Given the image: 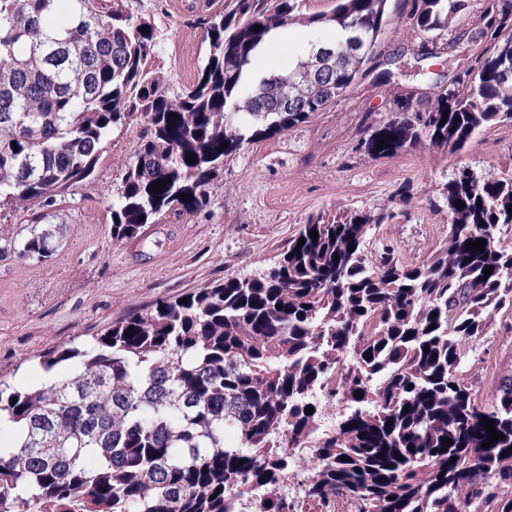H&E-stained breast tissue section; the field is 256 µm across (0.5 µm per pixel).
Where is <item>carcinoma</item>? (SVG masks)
<instances>
[{"mask_svg": "<svg viewBox=\"0 0 512 512\" xmlns=\"http://www.w3.org/2000/svg\"><path fill=\"white\" fill-rule=\"evenodd\" d=\"M138 2L0 0V210L30 211L24 231L0 237V257L55 253L60 242L43 224L133 121L139 148L112 198V236L202 209L224 158L326 111L388 22L387 0H336L310 16L302 0H209L193 19L206 61L175 89L156 71L158 28ZM465 6L405 0L420 48ZM290 24L340 37L311 42L286 74L251 76L259 49ZM472 39L485 44L475 65L426 109L397 103L359 149L387 157L427 141L455 154L484 125L512 120V0H484ZM317 63L324 78L284 99L280 83ZM158 180L164 190L153 193ZM444 199L447 254L427 265L403 266L389 249L366 264V234L391 213L312 215L265 273L197 288L185 303L162 299L43 355V372L62 366L63 380H0V430L13 436L0 446V512H230L231 483L255 495L257 512H463L462 487L473 512H512V378L486 412L455 375L457 338L481 335L490 310L512 306V249L496 244L512 225V173L454 176ZM478 239L481 252L467 249ZM320 385L355 409L318 442L303 496L270 497L291 449L317 431L310 392ZM483 416L504 435L487 449Z\"/></svg>", "mask_w": 512, "mask_h": 512, "instance_id": "1", "label": "carcinoma"}]
</instances>
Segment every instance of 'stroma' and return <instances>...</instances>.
<instances>
[{
	"label": "stroma",
	"mask_w": 512,
	"mask_h": 512,
	"mask_svg": "<svg viewBox=\"0 0 512 512\" xmlns=\"http://www.w3.org/2000/svg\"><path fill=\"white\" fill-rule=\"evenodd\" d=\"M196 2H141L162 35L156 66L177 88L190 85L206 59L203 33L192 26ZM482 8V0H468L449 29L438 33V55L426 59L417 52L419 40L402 0H388L390 20L376 60L392 62V84L376 85L372 73L363 72L340 100L307 123L225 158L223 174L208 187L206 207L145 225L133 237H113L110 205L122 172L135 159L140 128L114 130L93 174L54 208L58 251L41 262L0 257V379L34 385L42 352L88 341L159 300L268 270L307 217L319 212L390 213V221L366 236V263L375 264L386 244L402 265L428 263L448 244L442 199L448 179L463 168L512 172V121L486 125L452 155L424 142L376 157L358 143L368 126L394 116L405 94L427 105L456 69L481 52L470 35L481 25ZM306 33L297 24L281 28L276 44L258 54L257 67L291 69L298 59L293 45ZM489 323L482 335L460 340L465 361L456 373L485 411L496 406L504 378L512 377V307L491 312Z\"/></svg>",
	"instance_id": "1"
}]
</instances>
